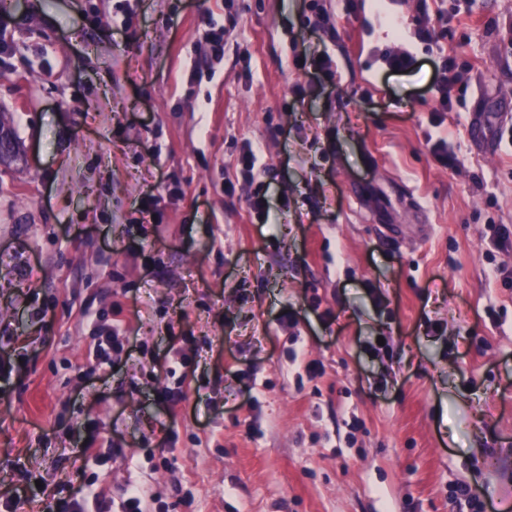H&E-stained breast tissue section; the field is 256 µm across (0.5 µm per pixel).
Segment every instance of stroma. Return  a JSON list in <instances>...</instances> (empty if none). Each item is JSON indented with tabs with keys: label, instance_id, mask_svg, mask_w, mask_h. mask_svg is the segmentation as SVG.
I'll use <instances>...</instances> for the list:
<instances>
[{
	"label": "stroma",
	"instance_id": "stroma-1",
	"mask_svg": "<svg viewBox=\"0 0 512 512\" xmlns=\"http://www.w3.org/2000/svg\"><path fill=\"white\" fill-rule=\"evenodd\" d=\"M325 7L315 34L306 0L0 7V114L23 152L0 165L17 512L88 486L121 512L132 484L153 512H459L460 486L512 507V288L493 274L512 247L485 236L512 225V147L487 149L512 127V0ZM406 44L408 71L371 72ZM441 65L465 91L445 112ZM249 142L264 221L237 169ZM116 322L126 344L98 367ZM121 325L120 323H116L112 325V329L109 331L108 335L105 336L103 339H99L96 343H94L93 347V357L97 363V365H102L106 361L105 352L106 349L104 347L105 345H109L112 343V348L120 347L123 348V334L121 333Z\"/></svg>",
	"mask_w": 512,
	"mask_h": 512
}]
</instances>
